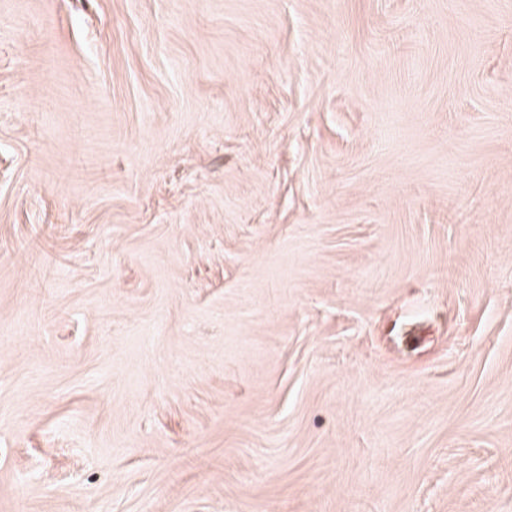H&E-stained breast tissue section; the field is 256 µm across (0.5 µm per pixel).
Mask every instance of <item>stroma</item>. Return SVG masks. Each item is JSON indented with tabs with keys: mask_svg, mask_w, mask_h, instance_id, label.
<instances>
[{
	"mask_svg": "<svg viewBox=\"0 0 512 512\" xmlns=\"http://www.w3.org/2000/svg\"><path fill=\"white\" fill-rule=\"evenodd\" d=\"M0 512H512V0H0Z\"/></svg>",
	"mask_w": 512,
	"mask_h": 512,
	"instance_id": "1",
	"label": "stroma"
}]
</instances>
